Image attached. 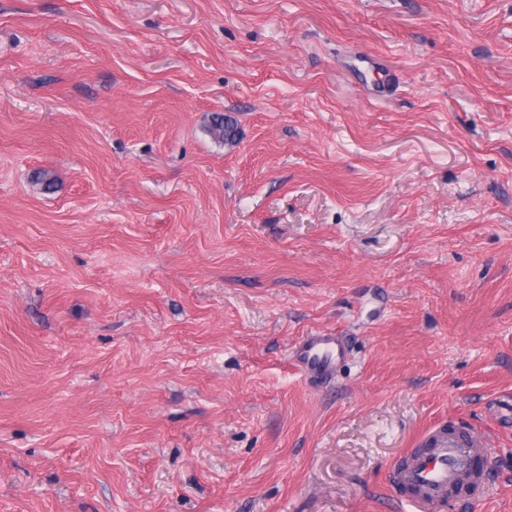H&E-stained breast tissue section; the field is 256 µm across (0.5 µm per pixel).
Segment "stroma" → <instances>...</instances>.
<instances>
[{
  "label": "stroma",
  "instance_id": "35a3bbf8",
  "mask_svg": "<svg viewBox=\"0 0 512 512\" xmlns=\"http://www.w3.org/2000/svg\"><path fill=\"white\" fill-rule=\"evenodd\" d=\"M444 421L512 512V0H0V512H406ZM346 355L342 337L317 332L303 337L293 348L291 358L306 378L328 380L334 378L336 366Z\"/></svg>",
  "mask_w": 512,
  "mask_h": 512
}]
</instances>
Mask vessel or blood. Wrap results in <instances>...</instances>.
<instances>
[{
    "label": "vessel or blood",
    "mask_w": 512,
    "mask_h": 512,
    "mask_svg": "<svg viewBox=\"0 0 512 512\" xmlns=\"http://www.w3.org/2000/svg\"><path fill=\"white\" fill-rule=\"evenodd\" d=\"M346 355L342 337L318 332L303 337L291 358L306 378L328 380ZM489 456L486 439L442 423L430 429L418 447L405 452L392 480L411 512H446L449 492L464 488L474 497L484 493V474L476 462Z\"/></svg>",
    "instance_id": "b4317fda"
}]
</instances>
